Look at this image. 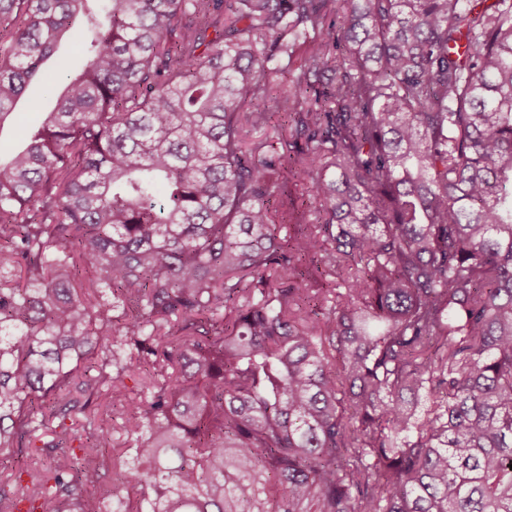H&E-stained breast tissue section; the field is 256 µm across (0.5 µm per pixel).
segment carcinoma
I'll return each mask as SVG.
<instances>
[{
	"label": "carcinoma",
	"instance_id": "carcinoma-1",
	"mask_svg": "<svg viewBox=\"0 0 512 512\" xmlns=\"http://www.w3.org/2000/svg\"><path fill=\"white\" fill-rule=\"evenodd\" d=\"M23 111L0 512H512V0H0Z\"/></svg>",
	"mask_w": 512,
	"mask_h": 512
}]
</instances>
